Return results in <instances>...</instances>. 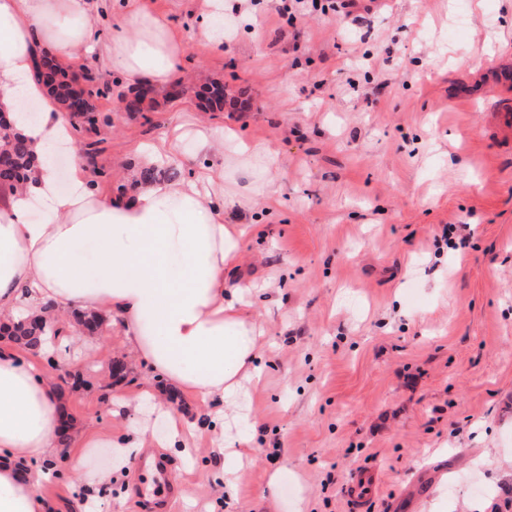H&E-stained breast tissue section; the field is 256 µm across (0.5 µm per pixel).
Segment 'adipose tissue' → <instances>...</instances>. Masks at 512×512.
<instances>
[{"instance_id": "1", "label": "adipose tissue", "mask_w": 512, "mask_h": 512, "mask_svg": "<svg viewBox=\"0 0 512 512\" xmlns=\"http://www.w3.org/2000/svg\"><path fill=\"white\" fill-rule=\"evenodd\" d=\"M132 33L102 38L87 0H0V102L42 117L20 126L36 157V184L0 210V315L42 314L46 305L86 314L112 311L128 347L151 373L200 402L236 409L244 378L256 375L254 328L240 318L238 290L224 284L237 264L243 233L225 224L199 183L218 186L222 169L174 186L156 183L102 198L80 171L78 191L54 188L49 159L72 124L33 77L37 46L57 61L100 52L128 82H169L184 48L165 22L137 9ZM47 197L42 222L29 218L31 194ZM65 414L38 353L0 342V512H47L37 488L53 456Z\"/></svg>"}]
</instances>
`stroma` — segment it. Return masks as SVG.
Masks as SVG:
<instances>
[{
    "instance_id": "stroma-1",
    "label": "stroma",
    "mask_w": 512,
    "mask_h": 512,
    "mask_svg": "<svg viewBox=\"0 0 512 512\" xmlns=\"http://www.w3.org/2000/svg\"><path fill=\"white\" fill-rule=\"evenodd\" d=\"M389 0L352 16H279L281 0H224L221 45L200 38L205 0H141L179 32L173 79L192 87L109 124L73 120L76 143L98 144L87 170L106 197L169 142L181 179L224 167V221L246 234L226 284L243 288L242 318L259 331L262 376L245 382L249 459L225 462L239 427L152 376L107 314L46 371L63 385L73 431L45 461L40 496L57 512H153L137 501L134 456L110 447L142 433L170 461L165 512H507L512 492V0ZM218 79L240 94L203 111ZM213 148L197 151L194 131ZM126 373L111 377L112 361ZM154 397L113 416L123 395ZM192 421L197 445L159 449L160 406ZM108 471L110 482H92ZM377 479L364 502L354 476ZM278 482H271V475Z\"/></svg>"
}]
</instances>
